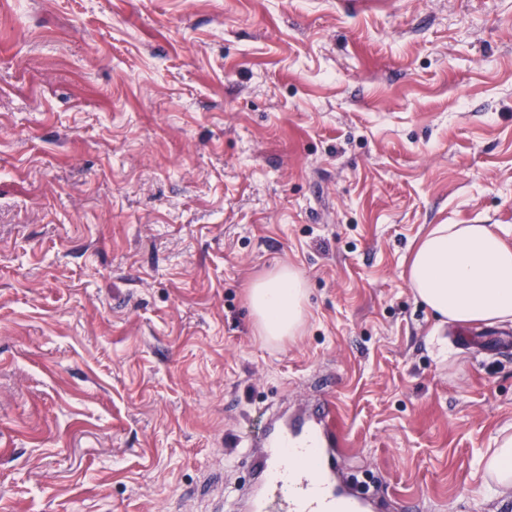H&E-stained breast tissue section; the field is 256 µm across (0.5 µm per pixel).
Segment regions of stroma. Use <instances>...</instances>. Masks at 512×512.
Instances as JSON below:
<instances>
[{
	"label": "stroma",
	"mask_w": 512,
	"mask_h": 512,
	"mask_svg": "<svg viewBox=\"0 0 512 512\" xmlns=\"http://www.w3.org/2000/svg\"><path fill=\"white\" fill-rule=\"evenodd\" d=\"M435 224L512 230V0H0V512H238L320 398L388 512H503L512 322L415 299ZM305 298L303 277L288 266L252 282L249 303L261 335L272 342L294 335L304 320ZM497 484L512 486V434L496 440L493 453L480 462Z\"/></svg>",
	"instance_id": "1"
}]
</instances>
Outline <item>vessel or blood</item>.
Instances as JSON below:
<instances>
[{"instance_id": "b4317fda", "label": "vessel or blood", "mask_w": 512, "mask_h": 512, "mask_svg": "<svg viewBox=\"0 0 512 512\" xmlns=\"http://www.w3.org/2000/svg\"><path fill=\"white\" fill-rule=\"evenodd\" d=\"M342 444L329 402L287 420L272 416L256 460V486L244 500L245 512H370L368 487L352 491L336 477L335 449ZM290 452L304 460L292 471L280 464L281 456Z\"/></svg>"}]
</instances>
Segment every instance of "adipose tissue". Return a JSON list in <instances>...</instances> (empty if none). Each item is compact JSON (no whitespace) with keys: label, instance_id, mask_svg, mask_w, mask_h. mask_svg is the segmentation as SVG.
Here are the masks:
<instances>
[{"label":"adipose tissue","instance_id":"ef3b65f1","mask_svg":"<svg viewBox=\"0 0 512 512\" xmlns=\"http://www.w3.org/2000/svg\"><path fill=\"white\" fill-rule=\"evenodd\" d=\"M408 285L446 322L512 321V247L487 224H438L413 252ZM305 281L282 266L252 282L249 303L269 341L294 335L304 320Z\"/></svg>","mask_w":512,"mask_h":512}]
</instances>
